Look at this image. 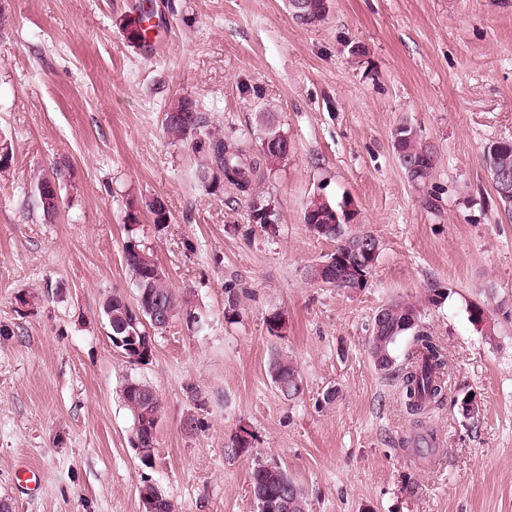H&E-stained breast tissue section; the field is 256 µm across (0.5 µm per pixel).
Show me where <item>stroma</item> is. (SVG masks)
Listing matches in <instances>:
<instances>
[{"instance_id":"1","label":"stroma","mask_w":512,"mask_h":512,"mask_svg":"<svg viewBox=\"0 0 512 512\" xmlns=\"http://www.w3.org/2000/svg\"><path fill=\"white\" fill-rule=\"evenodd\" d=\"M163 39L131 40L135 0H9L0 35V500L11 512H142L154 483L175 512H256L255 458L281 462L311 512H512V217L482 153L512 140V0H329L299 25L286 0H148ZM194 100L209 129L259 142L271 112L291 146L263 183L276 229L249 223L233 189L205 194L190 147L162 131ZM410 123L435 148L431 191L407 180L393 145ZM63 166L52 219L31 206ZM350 200L380 253L365 288L311 282L333 242L303 222L310 197ZM165 200L172 221L145 207ZM149 249L177 293L209 316L174 319L151 360L115 352L103 318L133 296L123 245ZM240 315L224 317L225 288ZM444 293L431 302L430 289ZM416 303L446 348V398L422 418L370 356L368 326L395 300ZM484 322L471 318L474 307ZM287 326L269 335L266 319ZM293 356L299 399L271 383L272 351ZM162 398L154 468L128 443L127 377ZM338 397L320 399L328 389ZM474 394L477 418L456 401ZM195 416L201 430L187 433ZM252 455L227 446L239 430ZM437 438L435 464L416 440ZM40 482L18 485L19 466Z\"/></svg>"}]
</instances>
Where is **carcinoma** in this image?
<instances>
[{
    "label": "carcinoma",
    "instance_id": "1",
    "mask_svg": "<svg viewBox=\"0 0 512 512\" xmlns=\"http://www.w3.org/2000/svg\"><path fill=\"white\" fill-rule=\"evenodd\" d=\"M300 9L290 8L294 18L305 27L321 24L328 12L327 0H300ZM262 139L256 150L216 136L207 130L206 118L195 102L187 97L179 98L164 113L162 128L168 138L191 146L192 153L202 157L203 162L196 170L199 186L213 194L232 186L237 192L248 197V220L267 229L272 227L269 219L275 215L274 201L259 192L256 186L276 167L264 147V139L277 141L278 151L290 148L287 136L272 120L269 112L259 116ZM394 148L401 167L408 180L424 190L433 179L437 155L429 143L423 140L419 131L409 123H403L394 130ZM483 164L492 183L497 175L512 174V141L502 140L491 143L483 152ZM60 173L44 174L37 180L33 197L35 206L47 217L55 215L60 204H45L39 189L42 185L60 186ZM349 200L334 203L321 194L313 195L303 212V222L317 237L335 243L334 252L327 256L348 255L350 261L357 260L351 254V247L362 241H369L376 249L379 240L367 231L352 229L357 212H345ZM152 217V223L160 226L171 222L170 212L164 199L156 196L145 203ZM124 258L129 280L135 288V296L127 298L120 292H112L103 307L112 347L128 362L147 363L154 351L155 339L150 343L134 345L126 341L128 336L156 335L165 331L174 318L184 320L188 329L199 332L206 324L201 307L188 295L180 296L168 284V279L153 255L145 250L139 241L129 237L124 245ZM307 277L326 287L337 288L347 293L363 287L341 267L331 265L319 269L312 265ZM417 306L408 301H394L382 306L374 315L369 327L368 345L370 355L382 356L375 363L378 371L391 375L396 371L392 355L393 346L399 336L414 331L415 356L398 372L400 394L407 409L414 414L423 413L440 405L446 396L447 373L449 371L446 349L435 337L420 326ZM268 373L271 381L287 401L298 399L303 393V381L292 357L274 350L271 354ZM121 399L133 420L129 441L138 440L142 453L137 459L142 466L151 468L155 464L156 434L162 401L157 390L140 379L127 378L121 388ZM235 455L252 454V442L247 430L234 435L230 444ZM250 490L255 503L268 495L286 496L293 503V512H309L308 497L303 486L294 479L286 468L274 458L255 459L250 472ZM142 502L161 500L163 512H174V505L155 485L144 483L139 488Z\"/></svg>",
    "mask_w": 512,
    "mask_h": 512
}]
</instances>
